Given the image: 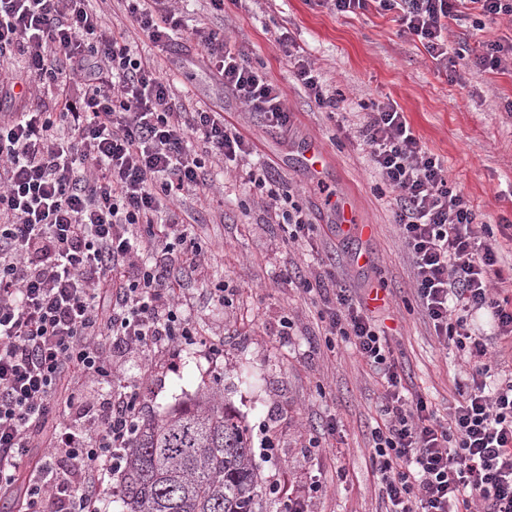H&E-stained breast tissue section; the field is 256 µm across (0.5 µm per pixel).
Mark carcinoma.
Listing matches in <instances>:
<instances>
[{"mask_svg":"<svg viewBox=\"0 0 512 512\" xmlns=\"http://www.w3.org/2000/svg\"><path fill=\"white\" fill-rule=\"evenodd\" d=\"M122 481L127 512H262L246 429L216 388L139 425Z\"/></svg>","mask_w":512,"mask_h":512,"instance_id":"carcinoma-1","label":"carcinoma"}]
</instances>
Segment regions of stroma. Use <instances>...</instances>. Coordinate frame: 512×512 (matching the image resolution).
Here are the masks:
<instances>
[{
    "label": "stroma",
    "instance_id": "1",
    "mask_svg": "<svg viewBox=\"0 0 512 512\" xmlns=\"http://www.w3.org/2000/svg\"><path fill=\"white\" fill-rule=\"evenodd\" d=\"M469 14L448 23L451 52L470 59L484 41L512 36V20L477 30L471 22L477 9ZM208 15L283 88L293 116L289 134L265 127L224 93L198 63L190 39L162 58L164 75L179 96L225 111L254 142L281 188L299 193L317 228L309 245L284 244L280 227L253 205L255 191L240 177L225 178L223 200L203 205L184 199L180 216L211 249L201 278L184 290L191 317L209 343L171 351L178 365L174 371L161 366L149 373L139 357H129L124 380L141 385L145 420L219 387L225 405L251 435L262 485L278 487L277 493L264 495L263 512H283L288 496L306 492L316 478L325 491L314 499V512H380L369 437L380 421L381 378L350 345H327L319 297L304 294L287 277L317 273L330 258L337 280L357 296L384 281L388 304L377 316L393 331L403 384L446 417L460 360L454 346L439 343L419 310L411 263L393 222L392 196L376 178L366 151L344 129L362 121L368 105L396 102L423 146L443 159L450 180L470 198L482 221L494 227L512 223V112L506 109L512 102V72L476 73L466 66L456 78L439 72L419 42L400 35L391 12L342 16L317 0H244L240 5L224 0L223 13L216 15L209 0H193L190 19ZM284 32L342 90V120L319 109L295 81L277 43ZM304 140L317 143L326 155L324 186L311 183L296 161L293 146ZM340 198L350 202L359 223L371 227L366 269L353 264L360 240L335 235L329 227ZM220 282L232 292L222 308L210 299L211 287ZM287 315L294 326L285 336L281 320ZM215 346L223 348V356L212 354ZM332 418L339 423L336 435L321 452H310L309 438Z\"/></svg>",
    "mask_w": 512,
    "mask_h": 512
}]
</instances>
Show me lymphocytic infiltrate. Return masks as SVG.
Wrapping results in <instances>:
<instances>
[{
    "label": "lymphocytic infiltrate",
    "mask_w": 512,
    "mask_h": 512,
    "mask_svg": "<svg viewBox=\"0 0 512 512\" xmlns=\"http://www.w3.org/2000/svg\"><path fill=\"white\" fill-rule=\"evenodd\" d=\"M470 1L480 10L474 27L512 18V0H319L339 15L395 12L442 72L457 64L448 22ZM177 3L128 0V26L162 52L190 35L225 93L288 132L283 89L209 19L185 29ZM128 26L106 27L89 0H0V94L23 81L57 91L0 119V493L18 492L19 512H105L138 430L142 392L122 384L123 358L205 344L174 275L204 266L174 206L187 195L208 200L205 158L265 191L284 242L315 230L223 113L180 104ZM277 43L307 97L336 112L341 94L304 48L286 32ZM353 137L395 201L417 302L464 361L440 419L407 393L389 335L337 285L333 264L300 279L308 295L332 289L319 311L326 336L383 380L370 438L378 499L384 512H512V364L489 355L490 340L512 342V298L497 289L493 232L396 103L373 104Z\"/></svg>",
    "instance_id": "lymphocytic-infiltrate-1"
}]
</instances>
